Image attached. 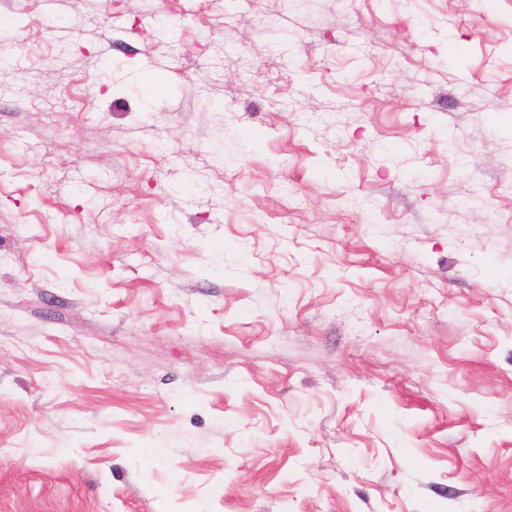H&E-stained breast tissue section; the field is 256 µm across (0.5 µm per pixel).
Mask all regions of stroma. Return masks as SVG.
Listing matches in <instances>:
<instances>
[{
	"mask_svg": "<svg viewBox=\"0 0 512 512\" xmlns=\"http://www.w3.org/2000/svg\"><path fill=\"white\" fill-rule=\"evenodd\" d=\"M0 512H512V0H0Z\"/></svg>",
	"mask_w": 512,
	"mask_h": 512,
	"instance_id": "stroma-1",
	"label": "stroma"
}]
</instances>
